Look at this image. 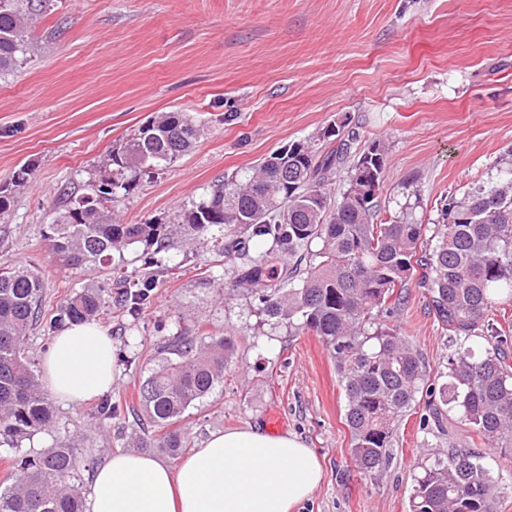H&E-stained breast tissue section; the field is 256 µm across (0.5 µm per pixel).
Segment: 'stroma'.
Here are the masks:
<instances>
[{"mask_svg":"<svg viewBox=\"0 0 512 512\" xmlns=\"http://www.w3.org/2000/svg\"><path fill=\"white\" fill-rule=\"evenodd\" d=\"M31 29L30 55L0 76V188L13 197L0 218V266L41 271L48 317L96 283L50 256L54 208L63 193L81 196L113 146L158 113H188L204 131L190 153L113 201L119 223L168 221L288 143L333 148L324 129L348 121L361 144L386 147L382 216L408 205L419 223L433 224L441 199L489 180L512 147V0H43ZM24 165L31 180L12 186ZM168 261L172 272L138 316L111 302L96 321L112 339L108 396L120 417L101 428L96 400L59 404L49 431L22 443L75 448L82 487L113 452L139 451V386L161 347L184 331L237 336L223 386L185 413V449L216 431L264 428L278 415L324 471L297 512H408L412 478L432 452L485 451L456 412L421 429L420 396L398 425L388 467L364 479L349 452L345 392L319 337L289 335L262 315L210 237L177 246ZM405 295L403 334L430 378L446 375L447 331L424 289Z\"/></svg>","mask_w":512,"mask_h":512,"instance_id":"stroma-1","label":"stroma"}]
</instances>
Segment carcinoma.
<instances>
[{
    "instance_id": "obj_1",
    "label": "carcinoma",
    "mask_w": 512,
    "mask_h": 512,
    "mask_svg": "<svg viewBox=\"0 0 512 512\" xmlns=\"http://www.w3.org/2000/svg\"><path fill=\"white\" fill-rule=\"evenodd\" d=\"M31 11L0 0V74L13 71L26 52ZM201 128L187 114L164 112L115 147L89 178L82 196L57 207L46 240L65 267L96 272L143 245V271L116 282L117 292L88 288L68 298L51 319L91 323L113 299L135 316L171 270L174 243L212 234L218 253L236 269V287L257 296L258 310L288 324V333L312 332L336 365L346 396L350 455L373 480L389 464L399 420L420 391L456 411L494 454L512 457V336L494 324V310L512 305V161H496L494 181L475 183L461 199L448 197L441 222L419 224L408 213L377 222L385 149L373 142L351 153L354 129L330 127L336 147L321 152L294 141L243 178L236 175L206 198L174 214L173 223L117 224L108 206L128 195L143 174L189 152ZM347 169L338 200L328 185ZM431 236H426L428 230ZM265 249L252 255L246 243ZM418 279H413L415 273ZM426 290L431 308L450 334L446 380H430L422 356L394 323L409 283ZM42 277L31 266L0 268V442L16 453L10 482L0 486V512H84L75 449L66 445L24 452L19 442L47 430L54 409L29 366L25 340L41 319ZM236 337L176 336L163 346L140 387L139 425L158 434L144 448L176 456L177 425L186 410L224 383ZM119 416L102 401L97 424ZM502 480L480 452L436 453L414 476L408 512H497Z\"/></svg>"
}]
</instances>
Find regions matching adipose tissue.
I'll return each mask as SVG.
<instances>
[{"label":"adipose tissue","mask_w":512,"mask_h":512,"mask_svg":"<svg viewBox=\"0 0 512 512\" xmlns=\"http://www.w3.org/2000/svg\"><path fill=\"white\" fill-rule=\"evenodd\" d=\"M41 371L55 399L81 405L112 387V339L95 324H72L53 337ZM322 476L315 450L293 435L217 432L175 465L113 453L95 471L85 512H293Z\"/></svg>","instance_id":"adipose-tissue-1"}]
</instances>
